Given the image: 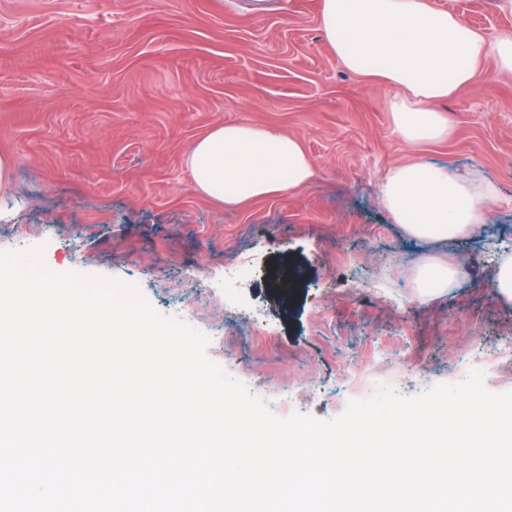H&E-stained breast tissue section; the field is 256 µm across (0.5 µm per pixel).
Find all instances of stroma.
Wrapping results in <instances>:
<instances>
[{
  "mask_svg": "<svg viewBox=\"0 0 512 512\" xmlns=\"http://www.w3.org/2000/svg\"><path fill=\"white\" fill-rule=\"evenodd\" d=\"M512 29L497 0H430ZM321 0H0V252L42 249L53 272L137 287L209 338L208 357L278 419L341 415L368 377L410 398L482 372L512 392V305L493 288L512 253V76L495 59L440 109L453 133L410 147L390 88L345 68ZM297 138L303 190L227 207L199 194L191 146L219 124ZM414 159L498 188L476 234L421 242L378 200ZM456 265L423 299L417 268Z\"/></svg>",
  "mask_w": 512,
  "mask_h": 512,
  "instance_id": "stroma-1",
  "label": "stroma"
}]
</instances>
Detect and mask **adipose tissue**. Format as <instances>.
<instances>
[{"mask_svg":"<svg viewBox=\"0 0 512 512\" xmlns=\"http://www.w3.org/2000/svg\"><path fill=\"white\" fill-rule=\"evenodd\" d=\"M320 27L346 68L395 89L391 121L412 145L451 136L437 106L467 88L483 60L512 72V30L487 36L429 0H322ZM186 164L196 190L229 207L301 190L314 176L297 139L258 125L214 127ZM494 196L491 184L419 160L391 168L379 186L394 222L424 240L472 234Z\"/></svg>","mask_w":512,"mask_h":512,"instance_id":"adipose-tissue-1","label":"adipose tissue"}]
</instances>
